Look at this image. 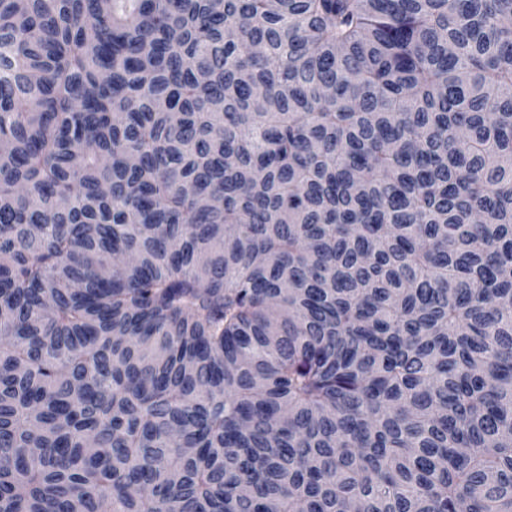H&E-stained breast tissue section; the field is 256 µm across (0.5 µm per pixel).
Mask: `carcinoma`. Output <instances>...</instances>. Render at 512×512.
<instances>
[{"mask_svg":"<svg viewBox=\"0 0 512 512\" xmlns=\"http://www.w3.org/2000/svg\"><path fill=\"white\" fill-rule=\"evenodd\" d=\"M352 505L512 512V0H0V512Z\"/></svg>","mask_w":512,"mask_h":512,"instance_id":"1","label":"carcinoma"}]
</instances>
